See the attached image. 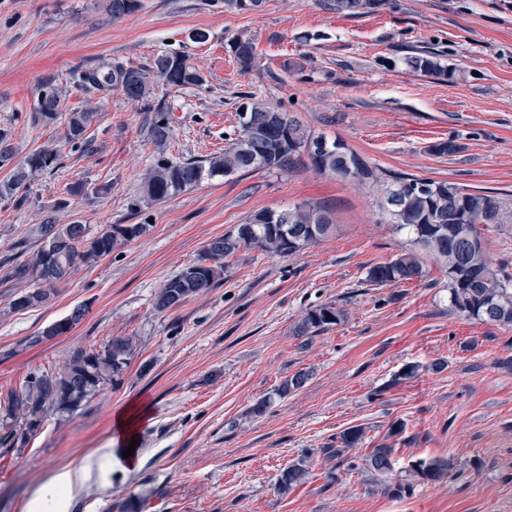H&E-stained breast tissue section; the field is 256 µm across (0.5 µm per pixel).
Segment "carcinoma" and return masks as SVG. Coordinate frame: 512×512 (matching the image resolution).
I'll return each mask as SVG.
<instances>
[{
    "label": "carcinoma",
    "instance_id": "carcinoma-1",
    "mask_svg": "<svg viewBox=\"0 0 512 512\" xmlns=\"http://www.w3.org/2000/svg\"><path fill=\"white\" fill-rule=\"evenodd\" d=\"M382 0H333L336 11L358 14L376 9ZM115 18L130 15L138 0H109ZM234 55L243 69L252 67L254 47L249 40H238ZM402 63L410 70L440 80H452L456 69L439 55L427 51L407 56ZM158 77L171 88L200 86L201 72L179 52H162L144 67L117 66L103 69H77L69 83L80 92L108 94L119 89L129 98L150 94L151 78ZM64 116L66 139L70 143L91 147L86 136L95 113L72 109L62 113L60 90L54 81L41 84L37 103L30 115L32 124L48 125ZM236 137L224 152L200 159H173L165 156L164 146L173 134L168 113L155 109L148 123V134L159 148L157 158L143 177V196L133 203L165 200L204 179L253 170H289L305 154L318 172L337 179L365 183L375 188L377 207L382 219L393 225L396 233L407 238L406 248L395 258L370 267L366 282L378 287L396 285L423 276L422 259L430 256L439 261L448 278L450 308L460 316L481 323L512 325V276L494 270L486 257L484 231L500 226L501 205L498 199L482 191L456 184L437 182L407 174L376 170L345 144L328 142L311 135L290 113L275 110L249 98L238 117ZM58 159L57 151L43 148L32 153L16 167L13 180L0 185V196L12 195L32 174L50 168ZM240 227L247 234L229 232L211 240L201 257L169 278L155 297V309L162 313L182 305L189 297L216 287L221 277L217 261L241 248L286 257L336 231L330 209L321 202L303 201L280 210H260L249 215ZM145 224H111L101 234L90 238L85 224H57L51 216L36 226L40 247L19 261L11 262L9 279L28 288L12 300V310L43 307L52 302L79 263L92 264L124 244L141 237ZM86 315V305H79L64 318L48 325L29 339L34 346L50 336L68 333ZM343 318V311L332 304L310 309L299 326L302 336H312L330 328ZM136 344L131 336H117L93 348L74 350L58 372L34 371L18 390L0 399V446H24L41 427L46 414L55 411L72 415L84 408L106 385H117L135 356ZM309 374L298 371L284 380L274 395L282 398L303 388ZM360 426L340 433V445L320 448L318 452L346 461L345 452L364 442ZM394 449L382 443L364 457L365 465L378 474L393 470ZM407 482L388 484L389 495H401L416 483L439 481L448 476V462L441 458L420 460L409 466ZM309 474L307 461L298 459L280 476V486L287 490L303 483Z\"/></svg>",
    "mask_w": 512,
    "mask_h": 512
}]
</instances>
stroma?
I'll return each mask as SVG.
<instances>
[{"mask_svg":"<svg viewBox=\"0 0 512 512\" xmlns=\"http://www.w3.org/2000/svg\"><path fill=\"white\" fill-rule=\"evenodd\" d=\"M331 0H264L245 11L224 0H139L112 18L106 0H0V128L17 160L43 147L60 155L16 195L0 197V257L19 242L35 246L46 216L87 224H144L147 232L78 265L47 306L14 311L21 287L0 268V395L31 372L56 371L76 348L132 336L138 354L122 381L73 415L48 414L25 447H0V512H52L44 492L62 470L112 453L108 479L90 475L67 512H112L128 498L145 512H512V327L451 312L447 279L432 259L423 278L368 284L374 264L407 241L380 222L366 185L315 171L215 176L135 210L141 175L157 151L147 119L159 105L175 117L168 155L201 158L229 146L244 95L287 110L313 135L342 140L381 170L447 181L499 199L503 221L486 231L487 255L512 275V0H386L348 16ZM197 32L204 41L194 40ZM250 40L256 63L236 62ZM430 48L455 68L452 81L409 70L406 52ZM170 50L188 55L202 87L152 82L150 96L83 95L68 82L77 68L146 66ZM55 80L64 109L92 108L91 152L72 147L63 121L32 125L41 82ZM455 140L458 153L432 144ZM87 194L60 207L68 187ZM306 200L332 211L335 234L279 257L243 248L224 258L220 284L160 314L164 283L253 212ZM87 304L68 334L29 347L28 337ZM332 304L343 319L307 338L302 316ZM446 367L433 372L431 365ZM418 373L403 378L407 365ZM306 385L274 391L297 371ZM270 407L254 415L264 398ZM135 408L137 458L126 465L117 413ZM402 432L390 436L392 424ZM365 430L350 450L358 464H336L321 450L345 429ZM392 446L394 469L361 465L364 448ZM309 454L306 483L279 488L283 470ZM447 459L449 475L392 497L383 485L405 479L412 462Z\"/></svg>","mask_w":512,"mask_h":512,"instance_id":"obj_1","label":"stroma"}]
</instances>
